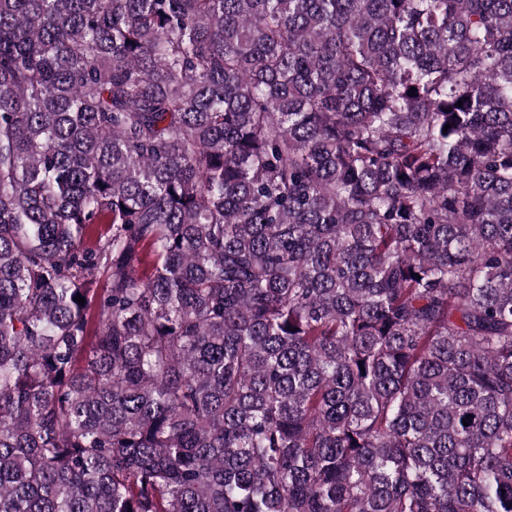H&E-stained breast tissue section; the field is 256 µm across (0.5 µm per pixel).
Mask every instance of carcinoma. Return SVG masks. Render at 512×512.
<instances>
[{"mask_svg":"<svg viewBox=\"0 0 512 512\" xmlns=\"http://www.w3.org/2000/svg\"><path fill=\"white\" fill-rule=\"evenodd\" d=\"M0 512H512V0H0Z\"/></svg>","mask_w":512,"mask_h":512,"instance_id":"carcinoma-1","label":"carcinoma"}]
</instances>
